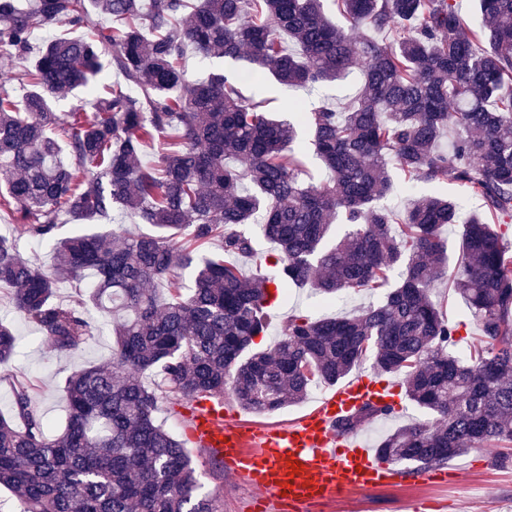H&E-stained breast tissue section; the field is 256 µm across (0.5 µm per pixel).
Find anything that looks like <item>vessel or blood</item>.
<instances>
[{"label":"vessel or blood","instance_id":"1","mask_svg":"<svg viewBox=\"0 0 512 512\" xmlns=\"http://www.w3.org/2000/svg\"><path fill=\"white\" fill-rule=\"evenodd\" d=\"M393 402L391 382L377 374H360L324 397L296 424L253 429L225 419L209 400L191 413L187 435L194 444L219 451L235 476L251 486L256 512H304L353 490L390 485L409 477L369 448L358 433H339L336 419L366 405ZM300 462V472L290 465Z\"/></svg>","mask_w":512,"mask_h":512}]
</instances>
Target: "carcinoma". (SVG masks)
<instances>
[{"label": "carcinoma", "instance_id": "cac0c4a2", "mask_svg": "<svg viewBox=\"0 0 512 512\" xmlns=\"http://www.w3.org/2000/svg\"><path fill=\"white\" fill-rule=\"evenodd\" d=\"M323 2L0 0V52L30 60L0 72V211L19 216V234L55 239L45 270L0 236V288L60 355L92 333L80 307L57 299L61 285L92 274L85 301L108 317L125 312L111 324L109 359L65 379L61 430L33 409L27 379L3 378L13 402L12 417L0 416V487L21 512H218L199 494L185 442L157 423L159 401L189 409L228 389L243 410L267 414L365 360L403 376L406 397L433 416L386 435L383 459L427 469L512 446V0H478L477 29L457 0H331L354 35ZM53 24L83 34L36 42ZM188 47L203 60L245 62L255 82L305 88L360 63L363 93L344 111L295 101L293 120H280L222 73L189 79ZM107 51L126 85L100 97ZM15 83L28 86L20 106ZM79 87L92 111L60 118L52 98ZM170 130L175 139L142 163ZM305 149L331 183L300 178ZM392 163L409 182L453 176L486 212L463 220L454 199L430 194L394 214L381 205ZM115 211L150 231L55 238L63 213L104 224ZM257 217L275 256L270 272L247 274L230 258L252 255ZM449 224L462 225L454 261L440 234ZM211 242L223 253L199 257L196 246ZM189 268L185 294L177 274ZM394 273L382 303L352 317L296 310L273 347L255 349L271 301L287 302L289 288L331 302ZM444 278L477 319L465 359L450 349L460 325L432 299ZM16 354L14 330L0 322V365ZM391 411L367 404L334 427L356 430Z\"/></svg>", "mask_w": 512, "mask_h": 512}]
</instances>
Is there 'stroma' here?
Instances as JSON below:
<instances>
[{
    "label": "stroma",
    "instance_id": "obj_1",
    "mask_svg": "<svg viewBox=\"0 0 512 512\" xmlns=\"http://www.w3.org/2000/svg\"><path fill=\"white\" fill-rule=\"evenodd\" d=\"M226 74L232 76L242 94L255 101H264L275 115L287 116L292 100H306L309 106L328 105L342 107L352 102L362 90V74L359 68L327 82L308 92L302 89H284L269 82L264 86L251 84L250 77L241 65L224 63ZM395 189L384 204L394 213H403L409 202L417 196L439 192L455 198L464 214L471 216L482 210L481 201L468 193L455 180L435 185L418 181L405 187L400 171L392 173ZM19 220L14 215L0 216V235L16 239L20 254L30 261L49 267L52 263V245L49 241L19 235ZM382 291L347 293L330 304H322L310 289H292L287 303L272 306L269 310L270 326L265 335L255 340L257 348L272 346L281 336V330L292 310L312 312L316 316H353L370 303L381 300ZM434 297L441 306L448 322L459 324L455 338V350L465 354L479 335L476 321L465 303L449 288L446 281H439ZM0 319L11 323L18 339V355L8 366L0 365L4 372H22L31 384L32 404L54 426H62L67 410L63 392L65 378L76 368L99 364L107 360L112 349V338L108 333L107 319L96 314L93 337L82 352L70 356H57L45 338L16 313L7 291L0 290ZM330 391L329 386L313 387L300 404L279 411L256 415L230 403L229 413L237 422L254 427H285L297 422L313 410L319 400ZM188 450L195 461L202 491L213 497L219 512H251L252 491L245 481L232 476L228 471L216 467L214 450L189 445ZM500 450L482 447L458 456L447 463L448 469L459 471L460 480L444 483H422L407 479L400 483L380 487L366 493H351L340 501L326 505L324 512H403L406 505L416 502L444 501L447 512H512V463L496 464Z\"/></svg>",
    "mask_w": 512,
    "mask_h": 512
}]
</instances>
